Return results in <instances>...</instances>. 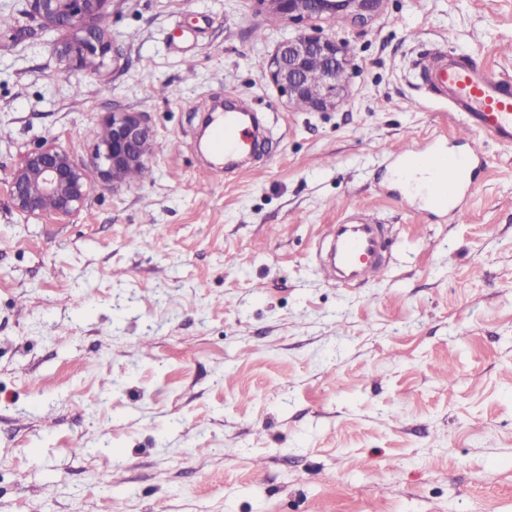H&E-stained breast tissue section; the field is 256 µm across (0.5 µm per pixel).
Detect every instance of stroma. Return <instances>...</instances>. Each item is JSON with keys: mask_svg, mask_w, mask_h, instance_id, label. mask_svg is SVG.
I'll return each instance as SVG.
<instances>
[{"mask_svg": "<svg viewBox=\"0 0 512 512\" xmlns=\"http://www.w3.org/2000/svg\"><path fill=\"white\" fill-rule=\"evenodd\" d=\"M0 14V177L47 142L92 184L63 218L0 194V512H512V148L487 141L457 217L412 211L386 156L462 124L417 77L428 50L512 78V0L324 24L352 57L328 112L258 68L296 30L260 0H108L79 78L69 32ZM227 101L268 134L230 173L200 139ZM112 111L157 144L117 190L89 167ZM364 212L388 270L346 287L316 253Z\"/></svg>", "mask_w": 512, "mask_h": 512, "instance_id": "obj_1", "label": "stroma"}]
</instances>
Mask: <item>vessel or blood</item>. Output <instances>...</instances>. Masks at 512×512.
<instances>
[{
    "mask_svg": "<svg viewBox=\"0 0 512 512\" xmlns=\"http://www.w3.org/2000/svg\"><path fill=\"white\" fill-rule=\"evenodd\" d=\"M422 82L439 100L460 113L466 127L458 144L436 141L427 151L411 148L391 155L393 175L421 212L459 214L474 192L486 165L480 139L492 136L501 146L512 147V80L462 57L434 50L419 63ZM248 113L228 111L219 117L213 145L231 158L251 151L254 143L247 125ZM333 238L325 275L346 286L380 276L388 256L381 224L361 215L347 224L330 227Z\"/></svg>",
    "mask_w": 512,
    "mask_h": 512,
    "instance_id": "b4317fda",
    "label": "vessel or blood"
}]
</instances>
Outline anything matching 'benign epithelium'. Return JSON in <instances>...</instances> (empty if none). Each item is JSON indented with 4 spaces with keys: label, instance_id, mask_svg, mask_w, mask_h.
I'll return each mask as SVG.
<instances>
[{
    "label": "benign epithelium",
    "instance_id": "obj_1",
    "mask_svg": "<svg viewBox=\"0 0 512 512\" xmlns=\"http://www.w3.org/2000/svg\"><path fill=\"white\" fill-rule=\"evenodd\" d=\"M27 14L42 20L50 31L76 34L62 53L75 61L74 69H97L109 50L105 30L87 28L103 17L106 0H26ZM270 12L291 23L320 21L342 15L363 24L384 0H263ZM352 66L345 43L318 32H297L280 43L263 66L265 77L288 98L310 112H328L345 101L347 71ZM322 71L310 79L312 68ZM93 166L102 181L114 188L127 182L130 171L149 166L156 150L150 128L138 112H111L101 123ZM5 185L14 208L30 219L66 217L78 211L91 183L86 170L58 147L41 144L9 173Z\"/></svg>",
    "mask_w": 512,
    "mask_h": 512
}]
</instances>
